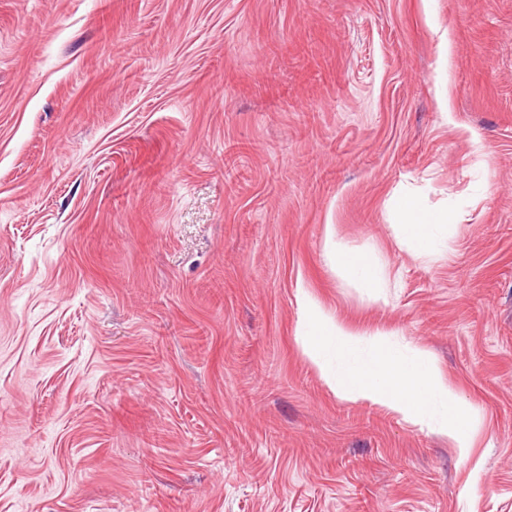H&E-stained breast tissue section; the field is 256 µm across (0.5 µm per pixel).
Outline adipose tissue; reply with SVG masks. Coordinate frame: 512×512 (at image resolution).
Listing matches in <instances>:
<instances>
[{"label":"adipose tissue","instance_id":"adipose-tissue-1","mask_svg":"<svg viewBox=\"0 0 512 512\" xmlns=\"http://www.w3.org/2000/svg\"><path fill=\"white\" fill-rule=\"evenodd\" d=\"M448 217L408 205L403 235L418 248L433 250L448 239ZM325 248L338 268L362 287L377 292L382 279L366 255L327 235ZM310 321L300 337L304 354L342 399L364 400L404 420L447 434L467 448L477 424V409L451 387L427 350L401 345L392 334L349 329L303 295Z\"/></svg>","mask_w":512,"mask_h":512}]
</instances>
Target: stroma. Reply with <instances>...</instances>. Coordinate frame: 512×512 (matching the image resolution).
Segmentation results:
<instances>
[{"label":"stroma","instance_id":"35a3bbf8","mask_svg":"<svg viewBox=\"0 0 512 512\" xmlns=\"http://www.w3.org/2000/svg\"><path fill=\"white\" fill-rule=\"evenodd\" d=\"M305 291L473 448L337 397ZM0 512H512V0H0ZM448 214L431 215L414 204L407 206L406 223L400 224L403 235L418 248L434 250L448 239ZM325 248L335 259L336 267L354 278L363 288H368L372 295H377L378 289L383 288L382 279L373 267L371 259L351 250L345 242L335 238L333 231L326 237Z\"/></svg>","mask_w":512,"mask_h":512}]
</instances>
